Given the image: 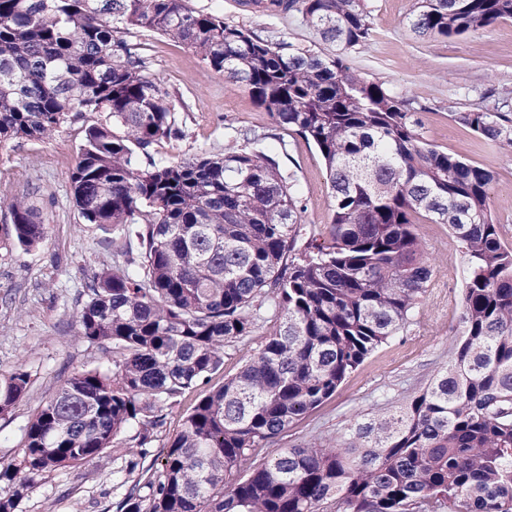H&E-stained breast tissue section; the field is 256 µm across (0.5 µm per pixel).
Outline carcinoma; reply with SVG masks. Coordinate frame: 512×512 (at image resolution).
I'll use <instances>...</instances> for the list:
<instances>
[{
    "label": "carcinoma",
    "instance_id": "1",
    "mask_svg": "<svg viewBox=\"0 0 512 512\" xmlns=\"http://www.w3.org/2000/svg\"><path fill=\"white\" fill-rule=\"evenodd\" d=\"M297 12L347 51L372 27L364 0H255ZM512 18V0H415L418 36L454 39ZM148 29L244 86L276 127L324 163L328 238L302 227L296 180L264 146L155 158L181 133L171 94L147 72ZM87 124L70 175L84 221L118 231L123 264L93 275L78 336L112 347V370L73 372L0 466L15 512L32 481L113 453L130 477L164 411L199 392L154 473L120 512H512V248L488 206L494 176L426 142L412 102L342 55L273 43L194 12L185 0H0V146ZM452 117L512 151V117ZM12 240L39 246L46 225L24 197L0 195ZM446 224L462 248L460 339L448 366L391 412L355 421L336 443L281 448L274 438L332 398L397 335L436 266L419 220ZM137 242L132 252L131 242ZM271 316L264 347L218 388L224 349ZM23 366L0 378V416L26 393Z\"/></svg>",
    "mask_w": 512,
    "mask_h": 512
}]
</instances>
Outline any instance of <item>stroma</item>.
Instances as JSON below:
<instances>
[{
  "mask_svg": "<svg viewBox=\"0 0 512 512\" xmlns=\"http://www.w3.org/2000/svg\"><path fill=\"white\" fill-rule=\"evenodd\" d=\"M199 12H218L272 42H290L319 52L329 46L297 13L266 15L245 0H185ZM414 0H365L372 25L366 44L345 54L348 65L412 99L424 138L463 161L491 171L489 205L512 246V153L454 121V110L483 107L512 114L502 98L512 90V19L459 39H433L411 32ZM130 39L146 49L147 68L172 93L179 137L157 147L159 157L178 161L200 153L220 154L265 135L284 170L294 173L304 227L325 230L331 221L330 190L316 148L300 137H275V127L249 92L215 72L191 50L146 29ZM83 137V123L65 124L49 140H16L0 147V189L28 197L47 226L44 242L25 249L11 239L12 221L0 211V375L24 366L26 394L0 417V464L9 463L24 442L28 421L76 370L112 366V350L77 336L75 312L97 271L112 264V236L84 223L75 206L70 174ZM420 235L437 275L415 314L397 336L369 356L336 395L269 443V451L336 438L355 420L383 412L382 394L398 400L423 390L450 359L459 339L464 264L447 225L423 223ZM279 326L261 322L253 336L226 348L224 368L213 376L221 386L265 345ZM197 393L165 411L143 466L160 460L179 431ZM111 458L44 476L17 503L16 512H117L125 490Z\"/></svg>",
  "mask_w": 512,
  "mask_h": 512,
  "instance_id": "stroma-1",
  "label": "stroma"
}]
</instances>
